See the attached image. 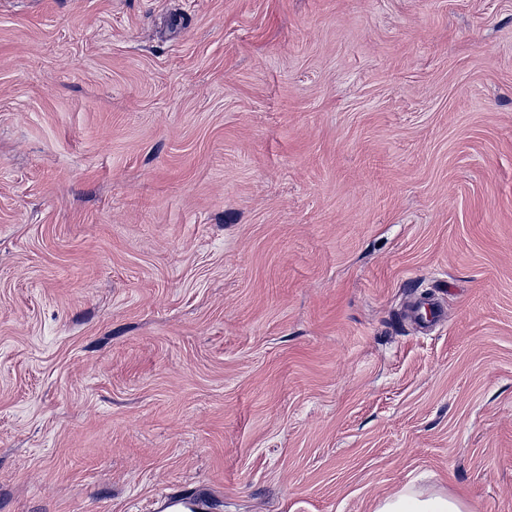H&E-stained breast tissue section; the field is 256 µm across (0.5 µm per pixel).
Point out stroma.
Here are the masks:
<instances>
[{"label":"stroma","mask_w":512,"mask_h":512,"mask_svg":"<svg viewBox=\"0 0 512 512\" xmlns=\"http://www.w3.org/2000/svg\"><path fill=\"white\" fill-rule=\"evenodd\" d=\"M408 485L512 512V0H0V512Z\"/></svg>","instance_id":"1"}]
</instances>
